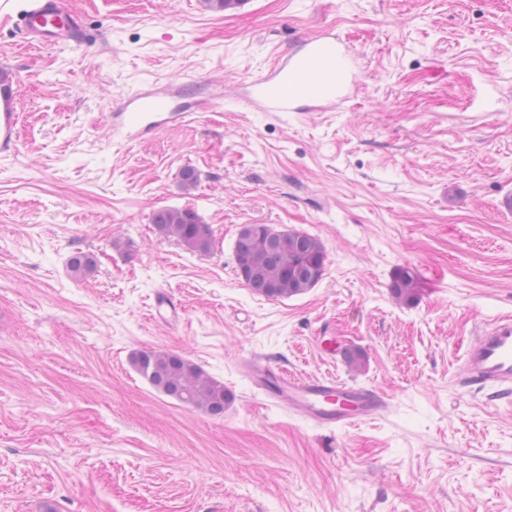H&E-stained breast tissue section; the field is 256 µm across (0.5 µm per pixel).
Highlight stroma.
Wrapping results in <instances>:
<instances>
[{
	"instance_id": "1",
	"label": "stroma",
	"mask_w": 512,
	"mask_h": 512,
	"mask_svg": "<svg viewBox=\"0 0 512 512\" xmlns=\"http://www.w3.org/2000/svg\"><path fill=\"white\" fill-rule=\"evenodd\" d=\"M66 2L108 49L29 47L7 21L24 0H0L21 78L0 149V512H512V393L457 379L475 327L512 313V0ZM328 30L362 65L348 102L259 112L238 94ZM188 80L184 122L109 140L120 95ZM172 207L210 224L208 254L159 235ZM245 224L318 238L319 283L252 293L235 271ZM78 251L90 275L71 273ZM402 267L410 306L389 292ZM160 292L175 324L151 316ZM145 350L223 383V414L154 388L131 363ZM253 355L389 406L305 421L243 376ZM417 284V273L409 267L402 268L389 285L391 297L397 303L409 304L416 297Z\"/></svg>"
}]
</instances>
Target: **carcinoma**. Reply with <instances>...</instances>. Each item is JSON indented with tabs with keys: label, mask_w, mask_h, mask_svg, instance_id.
<instances>
[{
	"label": "carcinoma",
	"mask_w": 512,
	"mask_h": 512,
	"mask_svg": "<svg viewBox=\"0 0 512 512\" xmlns=\"http://www.w3.org/2000/svg\"><path fill=\"white\" fill-rule=\"evenodd\" d=\"M153 224L185 250L206 254L213 245L210 225L189 209H160ZM238 278L245 287L271 300L302 294L315 287V273L324 270L325 250L321 241L305 232L283 231L267 225L254 230L243 225L235 242ZM72 271L85 275L95 268L93 255L77 252L70 258ZM418 276L409 268L401 269L391 281V297L409 304L417 294ZM138 371L150 384L168 396L210 414L224 413L228 392L196 364L183 356L157 351H140L133 357Z\"/></svg>",
	"instance_id": "obj_1"
}]
</instances>
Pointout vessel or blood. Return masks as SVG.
<instances>
[{"mask_svg": "<svg viewBox=\"0 0 512 512\" xmlns=\"http://www.w3.org/2000/svg\"><path fill=\"white\" fill-rule=\"evenodd\" d=\"M22 41L38 48L88 46L96 43L93 29L69 12L62 0H26L13 17ZM359 70L341 38L326 33L304 38L245 90L261 112H323L335 109L355 92ZM0 86L8 92L0 102V148L15 142L20 114L19 86L8 56L0 57ZM177 94L158 90L128 93L108 116L109 138L131 142L160 127L184 119ZM245 376L268 399L293 415L324 427L346 426L382 415L387 397L376 390L352 386L333 378L298 377L251 356L241 363ZM466 384L512 390V315H500L479 327L463 356Z\"/></svg>", "mask_w": 512, "mask_h": 512, "instance_id": "vessel-or-blood-1", "label": "vessel or blood"}]
</instances>
